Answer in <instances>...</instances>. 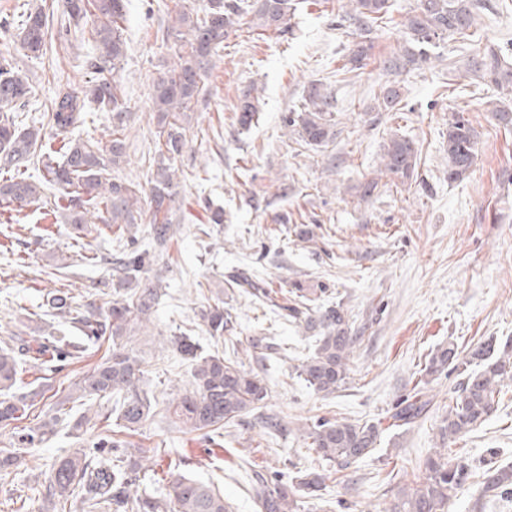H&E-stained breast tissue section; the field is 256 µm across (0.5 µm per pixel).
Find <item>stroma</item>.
<instances>
[{
	"label": "stroma",
	"mask_w": 512,
	"mask_h": 512,
	"mask_svg": "<svg viewBox=\"0 0 512 512\" xmlns=\"http://www.w3.org/2000/svg\"><path fill=\"white\" fill-rule=\"evenodd\" d=\"M44 0H0V56L12 60L36 88L20 114L28 126H48L50 102L59 84L81 90L87 61L96 53L63 11H55L41 59L27 57L17 34L24 11ZM348 0H298L291 31L276 34L242 26L225 40L194 104L187 144L177 159L180 193L175 220L180 228L169 244L162 273L165 294L147 328L127 345L146 362L142 383L158 397L154 415L129 436L130 450L154 454L158 465L147 492L164 493L172 473L213 481L231 512H256L249 477L283 476L318 467L316 452L298 430L318 418L378 425L377 448L339 473L330 474L321 512H392L404 490L415 486L423 460L442 447L440 426L462 378L446 373L424 378L429 354L487 338L512 339V128L488 110L496 90L468 70L472 48L461 40H440L430 62L394 72L385 62L409 45L402 21L417 0H390L386 19L374 26L373 49L363 68L344 70L346 54L359 38L344 21ZM478 28L483 46L512 54V0H488ZM208 0H126L127 53L119 73L129 110L127 158L116 175L145 183V155L158 139L150 117V91L159 72L175 61L166 28L176 10L203 14ZM326 85L335 104L336 136L326 145H307L285 125L299 111L311 84ZM397 86L398 110L381 112L383 89ZM256 88L261 112L249 130L234 113L244 90ZM463 113L477 134V158L465 178H448V122ZM398 135L415 142L420 160L412 179L392 182L380 174L382 146ZM377 180L368 197L360 184ZM45 202L21 213L0 214V344L30 319L50 335L62 320L45 304L61 289L77 302L95 299L111 280L109 265L86 263V253L107 257L117 248L111 232L89 224L75 239L66 220L68 202L54 188ZM223 208L224 221L208 234L189 232L206 222L205 204ZM312 230L300 239V230ZM268 282L276 292L293 283L321 288L326 300L342 302L358 341L350 375L335 393L323 396L306 386L296 368L314 350L313 338L276 317L231 283L240 275ZM223 297L236 314L241 337L268 336L280 355L263 349L238 353L246 368L264 376L268 410L288 424L270 434L253 416L207 438L176 426L167 406L188 387L191 363L166 345L167 337L190 332L205 350L214 343L199 317L202 305ZM112 352L111 340L90 345L82 358L65 362L48 356L23 361L21 380L43 397L0 430V450H9L15 430L35 426L57 407L72 417L85 410L74 384ZM423 384L430 406L416 423L397 427L396 403ZM114 423L96 419L82 439L66 428L26 453L12 473H0V512H52L36 489L54 463L77 443L91 444ZM496 450L512 462V386L504 387L494 411L480 426L452 444L449 458L466 459L470 484L448 512H512V497H488L482 490L485 460Z\"/></svg>",
	"instance_id": "1"
}]
</instances>
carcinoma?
I'll return each mask as SVG.
<instances>
[{"label": "carcinoma", "instance_id": "cac0c4a2", "mask_svg": "<svg viewBox=\"0 0 512 512\" xmlns=\"http://www.w3.org/2000/svg\"><path fill=\"white\" fill-rule=\"evenodd\" d=\"M65 12L76 20L92 18L93 40L97 53L89 64L91 79L86 89L77 92L60 88L51 100L49 123L55 133H65L84 120L87 104L108 114L111 139L81 141L69 139L61 147V161L51 158V145L44 141L37 128H21L14 112L25 105L33 92L28 76L11 61L0 59V203L23 208L41 200L37 185L25 177L31 166L44 164L43 179L55 186L68 199L67 223L76 234L86 231L88 209L95 203L102 213L101 221L114 226L126 236L121 249L104 260L98 254H87L90 264L102 260L112 266V301L105 308L93 302L77 304L67 294L55 290L47 294V306L69 320L81 336H49L29 339L17 333L11 337L12 347H0V429L21 418L43 391L33 389L11 394L19 389L21 357L39 356L48 351L64 359H79L86 342L112 337V354L75 383L80 397L115 398L112 411L117 413L119 429L99 439L89 448L81 445L53 465L44 485L45 496L59 503H80L82 512H98L106 504H114L126 512H228L224 495L211 486L184 475L171 477L167 496L163 499L140 493L152 465L150 458H131L127 444L121 439L126 432H135L151 416L155 405L140 388L144 376L142 360L126 350L123 340L135 335L150 320L152 309L162 296V266L168 245L175 235L173 203L178 195L176 157L186 145L192 102L203 89V77L212 67V58L224 45L230 33L243 24L245 17L264 31L284 33L291 27L297 10L295 0H209L202 17L179 10L172 17L176 64L154 82L151 103L159 128L158 142L150 166L154 173L146 186L135 185L119 177H108L110 170L126 161L123 138L129 119L118 73L126 54L124 0H63ZM45 4L23 15L18 33L21 48L40 58L46 51L48 32ZM389 0H349L348 20L362 27L376 23L389 12ZM482 8L477 0H418L407 14L403 27L418 50L408 49L399 57L385 61L389 69L415 67L428 59L427 47L448 37L465 39L471 36L477 13ZM372 44L356 42L349 51V62L357 67L370 55ZM472 74L512 95V64L494 48L479 50L469 61ZM330 93L313 83L307 92L301 112L286 118V126L307 144L321 146L335 136ZM259 112V97L248 89L240 97L235 112L242 129L252 126ZM476 135L469 121L460 113L448 122V179L456 181L470 171L476 158ZM418 150L405 137L394 136L384 143L381 170L405 181L413 178ZM151 213L149 224L142 225L144 213ZM144 228L152 249L139 247L137 233ZM236 287L249 289V294L272 309L277 315L300 324L313 333L317 345L312 356L298 366V376L307 386L325 396L336 392L349 378L350 359L357 337L341 304H316L325 289L292 285L290 297L279 302L274 291L260 280L245 277ZM206 332L212 338H232L237 320L219 303L200 310ZM167 342L183 358L193 362L192 389L172 401L176 422L192 432L205 435L217 433L247 414L261 420L264 428L283 429L281 420L265 412L269 397L267 385L258 373L243 363L224 359L217 353L200 356L191 338L182 334L170 336ZM463 369L461 383L448 417L442 421V438L453 443L484 422L492 413L495 395L505 381L512 382V341L499 343L491 338L479 341L462 351L450 343L440 347L425 365L426 375ZM429 401L419 395L404 400L392 418L400 426L420 419ZM88 421L85 415L70 420L67 412L56 413L28 429L18 437L19 450L0 454V472L12 470L20 461L19 451L37 448L59 424H67L80 432ZM305 437L318 456L340 468L365 457L376 448L379 431L370 424L320 419L304 429ZM420 469L423 477L411 492L403 494L393 512H448L450 500L462 490L469 479L463 460L452 462L446 454L434 451ZM327 474L306 469L287 478L251 477L250 489L258 512H301L305 500L317 499L325 488ZM484 491L512 494V465H493L485 472Z\"/></svg>", "mask_w": 512, "mask_h": 512}]
</instances>
